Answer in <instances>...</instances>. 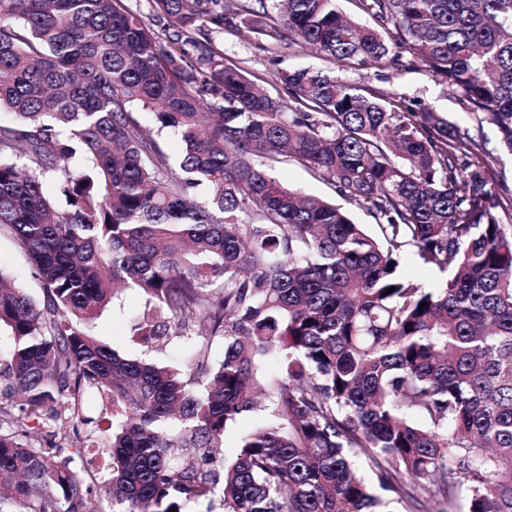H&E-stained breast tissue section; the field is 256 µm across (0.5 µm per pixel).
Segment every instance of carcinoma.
<instances>
[{
    "label": "carcinoma",
    "instance_id": "carcinoma-1",
    "mask_svg": "<svg viewBox=\"0 0 512 512\" xmlns=\"http://www.w3.org/2000/svg\"><path fill=\"white\" fill-rule=\"evenodd\" d=\"M120 2L0 5V237L43 290L0 262V505L96 512L74 458L27 427L77 431L90 387L112 395V512L217 493L221 512H459L463 492L467 512H512V198L491 160L426 104L330 71L282 69L288 99L267 94L211 38L421 67L512 151V0H355L373 27L339 0H151L169 47ZM254 156L322 173L376 234ZM408 258L447 279L423 286ZM130 289L152 302L138 335L219 337L222 361L197 347L181 375L97 340L87 325ZM0 256L2 262L9 268L15 277L16 284L36 300L42 299V288L32 276L26 258L15 248L7 237H0ZM260 420V414H249L230 427L224 435V448H222L223 454L226 457L232 455L240 438L252 430Z\"/></svg>",
    "mask_w": 512,
    "mask_h": 512
}]
</instances>
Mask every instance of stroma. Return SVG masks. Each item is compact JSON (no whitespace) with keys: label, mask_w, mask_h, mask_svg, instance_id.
Listing matches in <instances>:
<instances>
[{"label":"stroma","mask_w":512,"mask_h":512,"mask_svg":"<svg viewBox=\"0 0 512 512\" xmlns=\"http://www.w3.org/2000/svg\"><path fill=\"white\" fill-rule=\"evenodd\" d=\"M213 40L227 60L236 62L255 76L258 84L270 95L282 94L276 78L278 70L321 68L323 59L299 45L273 43L260 34L239 35L231 31L213 30ZM343 81L366 86L374 90L400 94L420 100L432 107L442 117L454 122L462 133L468 134L496 159V179L512 189V152L500 141L496 127L480 122L475 114L463 111L455 93L445 85L436 83L424 70L413 68L400 71L392 79H385L373 69H345L340 71ZM268 171L283 184L305 193L330 201L338 196L331 182L299 163L283 160L268 164ZM146 305L137 290L126 291L122 297L95 320L93 332L103 343L120 352L139 357L147 355L158 363L186 368L191 344L186 337L172 336L165 343L144 341L134 333ZM84 416L91 418L90 432L101 439H108L112 432V398L93 388H83L76 396Z\"/></svg>","instance_id":"obj_1"}]
</instances>
